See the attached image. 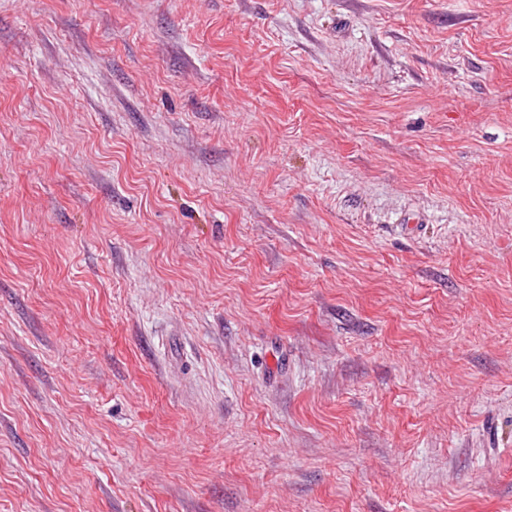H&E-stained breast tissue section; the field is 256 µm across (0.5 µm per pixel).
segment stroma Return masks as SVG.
<instances>
[{
	"label": "stroma",
	"instance_id": "35a3bbf8",
	"mask_svg": "<svg viewBox=\"0 0 512 512\" xmlns=\"http://www.w3.org/2000/svg\"><path fill=\"white\" fill-rule=\"evenodd\" d=\"M0 512H512V0H0Z\"/></svg>",
	"mask_w": 512,
	"mask_h": 512
}]
</instances>
